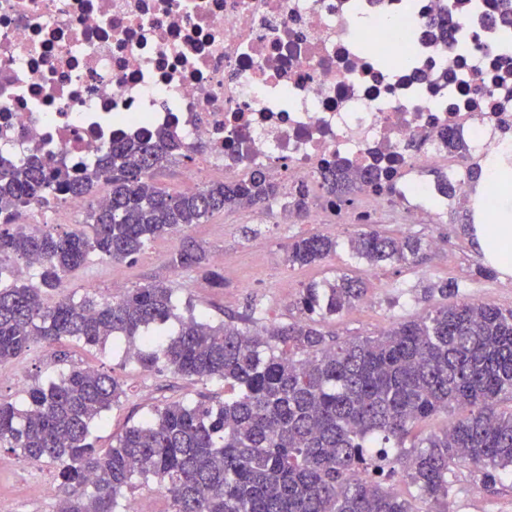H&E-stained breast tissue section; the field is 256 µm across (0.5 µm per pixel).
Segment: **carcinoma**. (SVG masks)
I'll list each match as a JSON object with an SVG mask.
<instances>
[{"label":"carcinoma","instance_id":"cac0c4a2","mask_svg":"<svg viewBox=\"0 0 512 512\" xmlns=\"http://www.w3.org/2000/svg\"><path fill=\"white\" fill-rule=\"evenodd\" d=\"M177 152L186 157L194 149L163 133L115 141L77 175L40 159L0 172V364L36 340L102 346L123 338L126 355L145 370L161 364L190 380L224 381V400L156 406L109 448L97 447L93 433L125 390L106 372L72 367L30 385L22 408L0 402V446L53 465L75 490L63 512H130L119 508L123 491L149 481L168 498V512H418L389 485L397 465L422 499L453 512V467L479 468L485 487L512 478V310L461 301L397 322L376 338L335 341L314 317L336 316L363 300L366 284L347 274L305 285L296 302L302 318L264 331L246 326L257 322L252 302L237 322L213 324L189 303L181 317L174 289L164 284L133 288L112 302L89 294L48 302L92 253L123 261L159 236L278 195L262 173L190 193L157 189L152 172ZM384 181L377 168L353 175L332 166L316 176L319 189L343 204L358 183ZM101 182L110 185V203L93 209L82 231L9 222L30 199L86 196ZM338 247L327 235L301 237L288 244L287 261L315 265ZM347 248L372 265H410L429 244L372 229L349 238ZM10 259L25 261L37 283L3 285ZM170 263L224 286L189 238ZM172 319L179 327L167 334ZM456 409L443 433L407 443L419 423Z\"/></svg>","mask_w":512,"mask_h":512}]
</instances>
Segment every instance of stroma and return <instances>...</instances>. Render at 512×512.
Listing matches in <instances>:
<instances>
[{
  "label": "stroma",
  "mask_w": 512,
  "mask_h": 512,
  "mask_svg": "<svg viewBox=\"0 0 512 512\" xmlns=\"http://www.w3.org/2000/svg\"><path fill=\"white\" fill-rule=\"evenodd\" d=\"M279 205L274 199L261 209L227 210L188 229V236L206 250L208 257L223 256V263L217 266L224 276L223 287H213L198 271L173 268L170 257L176 242L164 236L122 262L89 255L81 267L68 274L70 291L78 297L89 292L110 300L126 290L162 282L174 288L178 302H191L196 313L214 323L244 314L247 303H257L263 309L257 327L264 330L298 319L294 302L304 285L349 272L364 280L369 302L323 320V331L339 340L374 337L393 323L427 315L445 305L442 296L425 293L428 286L445 280L459 285L460 299L512 309V275H478L482 258L473 239L462 229L460 213L451 206H431L430 219L417 224L405 223L398 215L382 218L377 228L387 235L416 236L428 242L442 239L448 249L442 253L427 251L422 260L410 266L373 267L351 258L346 248L348 238L361 232V225H347L336 234L329 225L304 220L277 224L272 213ZM316 233L336 234L340 243L336 256L318 266H289V241ZM74 366L107 372L124 385L125 397L119 407L106 414L98 431V444L104 448L156 405L203 396L215 400L224 397V384L219 380L194 381L167 370L147 371L126 360L123 352L109 348L101 350L75 341L49 346L38 341L22 357L0 364V401L20 402L29 385ZM35 472L49 480L54 477L48 464L0 448V512H53V500L31 479ZM450 479L454 512H512V480L483 487L480 471L469 465L456 467Z\"/></svg>",
  "instance_id": "1"
}]
</instances>
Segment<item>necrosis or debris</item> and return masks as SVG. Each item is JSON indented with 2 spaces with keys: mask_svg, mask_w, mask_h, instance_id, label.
I'll list each match as a JSON object with an SVG mask.
<instances>
[{
  "mask_svg": "<svg viewBox=\"0 0 512 512\" xmlns=\"http://www.w3.org/2000/svg\"><path fill=\"white\" fill-rule=\"evenodd\" d=\"M498 0H0V171L38 157L73 171L112 142L169 131L199 152L184 171L261 172L284 197L334 164L387 171L308 223L420 222L443 169L480 208L503 191L468 177L512 159V23ZM457 26L436 35L443 12ZM367 26H358V18ZM393 62L381 65L377 48ZM451 131L464 151L437 149Z\"/></svg>",
  "mask_w": 512,
  "mask_h": 512,
  "instance_id": "obj_1",
  "label": "necrosis or debris"
}]
</instances>
